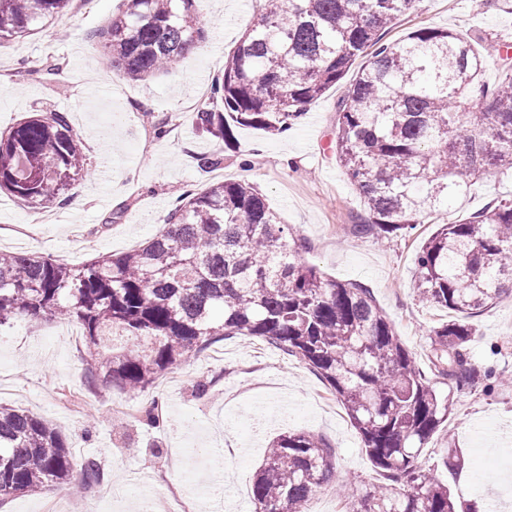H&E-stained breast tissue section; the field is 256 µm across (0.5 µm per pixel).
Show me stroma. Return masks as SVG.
I'll list each match as a JSON object with an SVG mask.
<instances>
[{"label":"stroma","mask_w":512,"mask_h":512,"mask_svg":"<svg viewBox=\"0 0 512 512\" xmlns=\"http://www.w3.org/2000/svg\"><path fill=\"white\" fill-rule=\"evenodd\" d=\"M123 0H73L67 27L47 23L34 34L0 42V131L30 113L62 112L77 131L90 172L72 185L65 203L50 204L55 219L28 224L31 212L0 193V251L29 252L78 265L121 253L153 237L186 191L217 180L254 186L310 250L306 261L328 278L370 288L422 370H429L427 334L447 321L446 309L418 304L414 288L419 246L435 230L418 225L406 238L381 246L354 238L350 218L360 211L357 190L330 149L336 103L345 85L307 106L284 135L249 126L235 129L237 148L202 135L186 103L210 84L264 0H197L208 34L199 49L164 74L108 84L101 50L90 40ZM422 26L450 29L476 43L512 42L505 0H424L385 33L395 42ZM57 74H47V66ZM147 137L149 148L139 139ZM220 157L204 167L201 156ZM477 338L472 363L493 367L502 383L454 393L453 411L426 448L458 503L493 506L504 467L512 468V296L472 317ZM80 326L44 318L0 329V405L52 421L75 463L96 460L101 477L81 495L59 486L0 503V512H162L173 495L196 499L200 512H254L251 482L269 442L285 431L309 430L336 451L333 478L318 487L309 512H345L341 490L378 483L379 471L330 388L304 365L257 337L212 344L190 362L168 369L132 393L102 383L87 386ZM464 464L441 468L448 442Z\"/></svg>","instance_id":"stroma-1"}]
</instances>
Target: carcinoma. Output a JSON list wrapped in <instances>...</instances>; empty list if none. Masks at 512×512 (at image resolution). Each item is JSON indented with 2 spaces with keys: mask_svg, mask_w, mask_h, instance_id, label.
<instances>
[{
  "mask_svg": "<svg viewBox=\"0 0 512 512\" xmlns=\"http://www.w3.org/2000/svg\"><path fill=\"white\" fill-rule=\"evenodd\" d=\"M70 2L0 0V40L34 32ZM194 2L127 0L91 35L112 74L147 80L203 41ZM422 2L265 0L195 112L197 129L227 149L238 125L284 133L363 57L337 103L332 146L363 203L353 234L391 241L448 214L473 179L512 174V63L501 58L490 88L484 48L449 29L384 42L383 31ZM85 165L63 112H34L0 133V193L35 208L64 202ZM307 249L252 186L213 183L188 192L135 249L81 266L0 254V328L75 321L89 348L87 382L128 390L227 336L262 337L327 383L382 473L351 496L348 512H456L448 484L421 457L452 413L451 392L480 379L468 319L512 294V194L446 220L420 246L419 301L456 314L429 330V376L370 289L326 278L303 260ZM334 458L312 432L279 434L252 482L255 512H306ZM74 469L49 421L0 405V504L68 486ZM99 477L96 461L82 463L84 488Z\"/></svg>",
  "mask_w": 512,
  "mask_h": 512,
  "instance_id": "1",
  "label": "carcinoma"
}]
</instances>
